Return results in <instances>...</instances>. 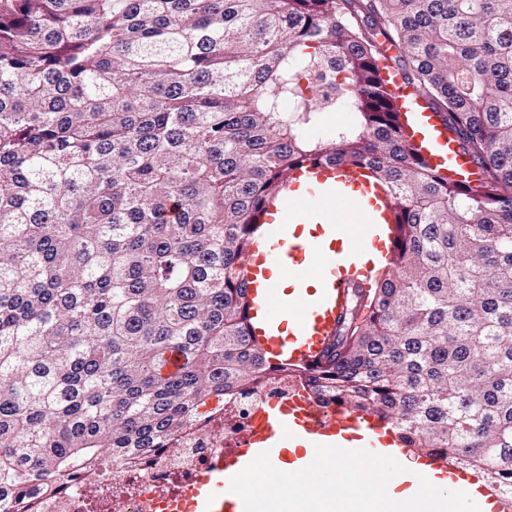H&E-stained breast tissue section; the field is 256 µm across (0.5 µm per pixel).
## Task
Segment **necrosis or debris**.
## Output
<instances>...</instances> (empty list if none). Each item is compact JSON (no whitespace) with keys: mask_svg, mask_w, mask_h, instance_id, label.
<instances>
[{"mask_svg":"<svg viewBox=\"0 0 512 512\" xmlns=\"http://www.w3.org/2000/svg\"><path fill=\"white\" fill-rule=\"evenodd\" d=\"M294 384L269 382L260 394L225 401L208 420L191 425L167 448L147 453L136 470L106 481L64 480L63 491L39 512H191L198 476L245 439L256 407L288 400Z\"/></svg>","mask_w":512,"mask_h":512,"instance_id":"necrosis-or-debris-1","label":"necrosis or debris"}]
</instances>
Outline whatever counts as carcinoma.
<instances>
[{
	"instance_id": "obj_1",
	"label": "carcinoma",
	"mask_w": 512,
	"mask_h": 512,
	"mask_svg": "<svg viewBox=\"0 0 512 512\" xmlns=\"http://www.w3.org/2000/svg\"><path fill=\"white\" fill-rule=\"evenodd\" d=\"M387 43L476 179L411 141ZM323 164L385 188L393 236L301 376L241 273ZM275 374L512 498V0H0V512Z\"/></svg>"
}]
</instances>
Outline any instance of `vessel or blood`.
Returning <instances> with one entry per match:
<instances>
[{
	"instance_id": "obj_1",
	"label": "vessel or blood",
	"mask_w": 512,
	"mask_h": 512,
	"mask_svg": "<svg viewBox=\"0 0 512 512\" xmlns=\"http://www.w3.org/2000/svg\"><path fill=\"white\" fill-rule=\"evenodd\" d=\"M382 75L406 104L414 140L424 146L432 164H448L468 173L470 160L453 141L446 127L424 102L405 87L391 59H383ZM299 190L286 192L271 205L264 220L266 228L248 252L243 279L249 302L250 326L262 347L279 354L285 362L310 366L319 360L337 330L348 287L356 278L355 266H346L337 256L342 246L358 248L364 241L386 242L391 238V216L385 193L360 174H344L333 165L306 169ZM356 197L355 208L364 218L357 232L336 221V206L347 197ZM310 222L327 228L323 238L302 241L291 232L294 224ZM359 432L364 456L384 461L400 458L396 440H379L380 421L374 416L346 414L337 409L326 417L323 409L299 393L287 402L255 411L244 447L222 455L204 471L197 482L194 502L198 512H259L261 494L237 492V481L256 464H273L281 452L286 433L303 437L323 452L338 448L347 429ZM429 471H442L449 489L476 485L467 471L447 466L439 459L425 460Z\"/></svg>"
}]
</instances>
